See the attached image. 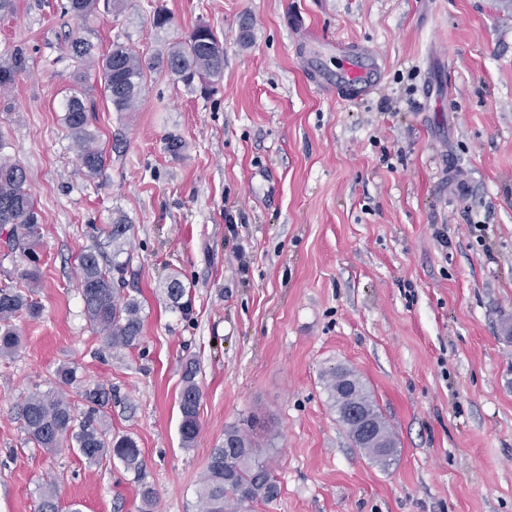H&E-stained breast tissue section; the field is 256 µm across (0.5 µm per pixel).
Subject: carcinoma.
Segmentation results:
<instances>
[{
  "instance_id": "obj_1",
  "label": "carcinoma",
  "mask_w": 512,
  "mask_h": 512,
  "mask_svg": "<svg viewBox=\"0 0 512 512\" xmlns=\"http://www.w3.org/2000/svg\"><path fill=\"white\" fill-rule=\"evenodd\" d=\"M98 0H67L65 13L86 17L96 9ZM68 52L84 66L96 63L98 78L105 96L117 112H131L138 106L144 90L147 71L163 69L187 87L217 78L224 69V43L209 26L194 29L182 40L172 43L166 52L147 63L121 43L101 57H95L94 45L87 39L75 38L68 43ZM90 109L85 94L74 91L66 100L64 123L74 140L81 169L90 177L102 173L106 152L97 144L90 129ZM131 225L118 219L110 225L108 236L116 253ZM0 238L5 239L9 253L25 257L30 266L24 276L37 284L39 269L35 248L40 243V218L33 196L26 187V174L21 166L0 155ZM81 297L89 324L105 336L114 349L129 348L141 342L143 318L140 302L120 294L117 284L124 282L127 263L104 264L94 249L78 256ZM187 287L176 275L169 278L167 296L173 307L185 311ZM37 317L41 307L21 289L0 286V355L13 353L20 336L13 321L21 313ZM198 370L194 362L186 363L184 386L180 396V434L189 447L199 433L200 389L196 382ZM324 387L331 409L344 426L354 445L372 461L385 467L397 452V443L388 423L380 414L364 383L347 368H334L324 375ZM112 394L96 386L86 390L87 409L83 417L74 414L70 403L54 390L27 396L18 406L17 417L29 440L40 448H57L65 439L75 444L90 464L109 457L120 460L126 471L142 479L143 459L135 440L129 436L114 437L102 427V417ZM373 427L377 435L372 447L361 439L363 424ZM257 421L247 419L224 430V442L213 449L200 479L198 503L200 512H249L251 504L272 502L280 494L272 468L262 460L255 441Z\"/></svg>"
}]
</instances>
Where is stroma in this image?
I'll list each match as a JSON object with an SVG mask.
<instances>
[{"label": "stroma", "instance_id": "obj_1", "mask_svg": "<svg viewBox=\"0 0 512 512\" xmlns=\"http://www.w3.org/2000/svg\"><path fill=\"white\" fill-rule=\"evenodd\" d=\"M60 0L0 14V57L22 67L0 95V139L41 216L39 317L0 356V512H197L226 426L246 417L280 486L255 512H512V7L502 0H128L81 20ZM171 15L152 26L156 6ZM207 23L224 71L206 89L148 74L136 111L85 83L107 154L86 176L63 122L85 37L149 62ZM250 37L241 41V26ZM382 67L364 97L327 85L336 45ZM180 139L178 153L168 137ZM130 224L125 294L143 337L93 331L77 260L111 257ZM176 275L192 310L172 307ZM198 367L200 432H179L182 369ZM77 379L59 385L58 367ZM353 370L398 441L381 469L336 419L323 375ZM112 392L104 423L132 437L144 480L92 465L71 442L36 447L16 417L29 394Z\"/></svg>", "mask_w": 512, "mask_h": 512}]
</instances>
